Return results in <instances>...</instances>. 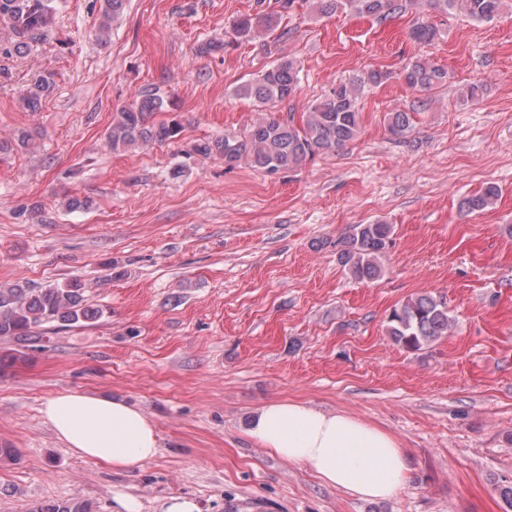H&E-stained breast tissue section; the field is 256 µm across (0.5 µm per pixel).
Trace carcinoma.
Wrapping results in <instances>:
<instances>
[{
	"mask_svg": "<svg viewBox=\"0 0 512 512\" xmlns=\"http://www.w3.org/2000/svg\"><path fill=\"white\" fill-rule=\"evenodd\" d=\"M280 10L243 15L231 24L235 40L249 41L276 30L283 14L292 11L298 0H275ZM311 9L320 14H332L339 9L384 22L403 15L412 5L420 6L409 38L418 44H430L440 36L431 21L433 14L462 13L476 21H490L498 16L506 0H307ZM125 0H103L102 35H107L110 23L124 9ZM56 0H0V24L9 27L12 37L0 44L4 56L24 55L33 46L55 38ZM288 35L283 30L265 44L275 60L256 78L241 84L236 95L252 100L264 112L239 137L226 133L194 145L201 156L218 154L224 163L233 166L241 161L250 167L277 174L300 166L306 159L333 152L358 138L361 132L359 97L368 87H376L387 79V73L372 70L361 76L339 80L313 101L306 111L285 115L272 111L296 91L301 78L295 61L280 55L279 42ZM404 83L417 91L429 92L448 85L449 74L444 68L424 60H415L401 71ZM55 87L54 75L41 72L21 99L30 111L39 110L42 99ZM166 111L164 98L155 91L140 92L136 99L112 115L107 143L114 151L147 145L174 142L183 131L176 119L164 120L157 115ZM387 128L397 140L407 138L414 128V113L396 110L387 115ZM499 188L489 184L463 197L460 208L480 212L492 205ZM393 226L382 222L357 224L343 242L340 263L355 279L372 282L383 272L381 257L392 243ZM99 318V311L87 304L85 284L77 280L46 288H31L25 284L0 285V338L26 340L33 329L49 322L76 324ZM454 321L448 303L440 295L421 294L411 297L392 309L387 319V331L393 340L409 352L431 347L452 331ZM26 512H92L89 503L70 498L45 504L33 503Z\"/></svg>",
	"mask_w": 512,
	"mask_h": 512,
	"instance_id": "obj_1",
	"label": "carcinoma"
}]
</instances>
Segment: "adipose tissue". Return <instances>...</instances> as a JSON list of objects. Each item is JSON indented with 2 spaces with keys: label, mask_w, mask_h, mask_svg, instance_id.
I'll list each match as a JSON object with an SVG mask.
<instances>
[{
  "label": "adipose tissue",
  "mask_w": 512,
  "mask_h": 512,
  "mask_svg": "<svg viewBox=\"0 0 512 512\" xmlns=\"http://www.w3.org/2000/svg\"><path fill=\"white\" fill-rule=\"evenodd\" d=\"M41 413L78 457L129 469L158 452L152 420L123 401L66 392L47 399ZM248 433L281 459L305 465L323 484L359 498L394 497L409 477L398 440L345 412L271 401L255 413Z\"/></svg>",
  "instance_id": "adipose-tissue-1"
}]
</instances>
